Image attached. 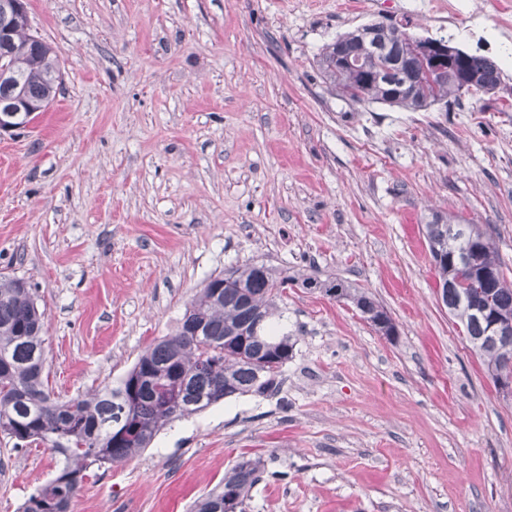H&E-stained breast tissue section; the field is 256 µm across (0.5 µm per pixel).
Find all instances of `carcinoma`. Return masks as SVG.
Returning <instances> with one entry per match:
<instances>
[{"mask_svg": "<svg viewBox=\"0 0 512 512\" xmlns=\"http://www.w3.org/2000/svg\"><path fill=\"white\" fill-rule=\"evenodd\" d=\"M378 38L386 53H375L355 31L324 45L317 66L330 86L349 100L376 102L416 112L439 101L472 92L496 94L501 71L496 62L465 53L456 65L431 77L421 63L397 68L409 50L410 36L399 23H379ZM3 64L18 79V93L50 103L61 86L59 53L50 43L34 45L21 29ZM407 81L404 93L389 84ZM438 284H448V265L472 259L461 281L443 292L448 313L467 328L468 341L493 383L512 360V331L496 336L495 316L512 317V281L505 278L489 225L460 216L435 215L423 228ZM491 271L484 293L490 303L477 313V291L471 278ZM352 305L360 317L385 337L395 329L390 313L364 289L338 279L258 263L224 272V290L215 295L204 287L185 310L174 334L147 347L132 369L115 385L61 402L48 389L45 375L43 313L31 286L22 278L0 276V433L16 445L37 444L61 457L62 467L22 505L21 512H70L88 470L122 463L149 447L171 422L190 417L220 400L278 391L282 368L293 358L295 341L282 327L288 283ZM259 458H242L224 473V480L194 505V512H224V500L244 504L259 480Z\"/></svg>", "mask_w": 512, "mask_h": 512, "instance_id": "obj_1", "label": "carcinoma"}]
</instances>
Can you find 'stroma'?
<instances>
[{
	"mask_svg": "<svg viewBox=\"0 0 512 512\" xmlns=\"http://www.w3.org/2000/svg\"><path fill=\"white\" fill-rule=\"evenodd\" d=\"M27 0L63 91L0 136V276L44 312L66 401L115 384L215 276L248 262L369 292L398 338L304 288L280 390L174 421L90 468L72 512H194L244 457L245 512H512V399L436 294L423 226L495 229L512 280V0ZM504 62L496 97L448 111L356 104L316 66L373 21ZM60 460L0 433V512Z\"/></svg>",
	"mask_w": 512,
	"mask_h": 512,
	"instance_id": "obj_1",
	"label": "stroma"
}]
</instances>
